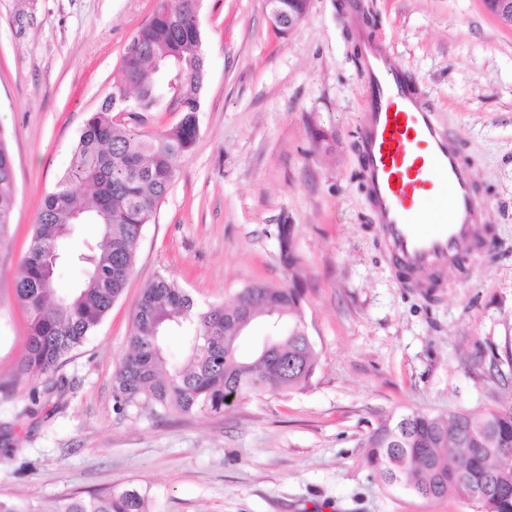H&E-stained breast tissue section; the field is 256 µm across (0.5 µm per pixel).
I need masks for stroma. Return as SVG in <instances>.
<instances>
[{"mask_svg":"<svg viewBox=\"0 0 512 512\" xmlns=\"http://www.w3.org/2000/svg\"><path fill=\"white\" fill-rule=\"evenodd\" d=\"M347 0H309L276 34L265 0H201L207 74L194 149L139 243L120 299L60 370L63 391L14 383L27 332L15 278L40 200L158 0H0V131L14 161L0 243V494L48 508L135 488L149 512H474L375 481L362 444L383 420L512 406V27L483 0H360L369 32L426 90L461 149L495 238L435 291L399 279L361 180L367 95ZM30 25L18 26V15ZM326 136L317 142L316 133ZM294 227L286 269L275 235ZM175 280L196 305L297 282L318 354L309 387L219 416L118 418L114 374L143 287Z\"/></svg>","mask_w":512,"mask_h":512,"instance_id":"stroma-1","label":"stroma"}]
</instances>
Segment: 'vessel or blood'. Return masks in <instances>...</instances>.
Here are the masks:
<instances>
[{"instance_id": "vessel-or-blood-1", "label": "vessel or blood", "mask_w": 512, "mask_h": 512, "mask_svg": "<svg viewBox=\"0 0 512 512\" xmlns=\"http://www.w3.org/2000/svg\"><path fill=\"white\" fill-rule=\"evenodd\" d=\"M359 64L368 93L358 150L373 218L406 284L428 288V273L464 254L485 221L477 185L420 84L372 35L361 36ZM428 198L437 201L430 212Z\"/></svg>"}]
</instances>
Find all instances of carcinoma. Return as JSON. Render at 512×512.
I'll list each match as a JSON object with an SVG mask.
<instances>
[{"mask_svg":"<svg viewBox=\"0 0 512 512\" xmlns=\"http://www.w3.org/2000/svg\"><path fill=\"white\" fill-rule=\"evenodd\" d=\"M199 0H158L152 17L126 46L112 87L124 108L152 112L164 100L161 79L178 78L183 119L161 132L137 131L114 120L103 102L85 122L69 165L45 194L30 243L16 273L15 293L28 315L24 352L16 380L50 381L111 310L131 279L138 244L175 179L173 160L198 139L193 104L201 98L206 57ZM14 165L0 132V240L12 224ZM76 224H97L99 242L79 253L63 251ZM282 263L297 256L293 226H276ZM66 262L85 269L75 287L56 288L54 272ZM303 289L293 283L250 285L230 306L198 308L177 282L158 276L144 286L132 323L129 349L113 379V409L156 415L171 412L221 415L257 393L305 389L316 351L305 335ZM264 335L246 355L240 339L254 325ZM182 336L184 363L171 364L167 336ZM364 464L388 486L426 499L450 491L479 512H512V407L448 417L410 412L388 419L364 442ZM146 494L108 490L89 498L64 496L53 512H146ZM0 512H42L30 502L0 496Z\"/></svg>","mask_w":512,"mask_h":512,"instance_id":"carcinoma-1","label":"carcinoma"}]
</instances>
